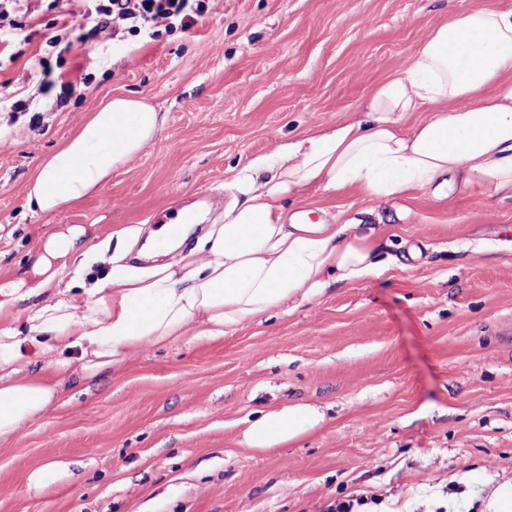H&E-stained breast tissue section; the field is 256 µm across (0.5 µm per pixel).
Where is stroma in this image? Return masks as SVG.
Returning a JSON list of instances; mask_svg holds the SVG:
<instances>
[{
  "mask_svg": "<svg viewBox=\"0 0 512 512\" xmlns=\"http://www.w3.org/2000/svg\"><path fill=\"white\" fill-rule=\"evenodd\" d=\"M512 0H216L189 30L98 31L66 0H10L0 20V301L36 303L155 264L146 239L198 193L224 217V184L255 155L354 115L448 15ZM22 22L10 29L9 20ZM85 85L42 93L40 64ZM142 98L164 122L95 193L51 213L28 182L103 102ZM312 221L374 225L395 264L316 299L284 305L210 340L136 349L118 370L68 387L0 443V512H326L378 499L380 512H471L512 478V192L436 182L397 200L309 191L289 208ZM82 235L47 259L46 242ZM319 406L324 421L260 452L243 434L258 413ZM62 477L29 487L35 470Z\"/></svg>",
  "mask_w": 512,
  "mask_h": 512,
  "instance_id": "stroma-1",
  "label": "stroma"
}]
</instances>
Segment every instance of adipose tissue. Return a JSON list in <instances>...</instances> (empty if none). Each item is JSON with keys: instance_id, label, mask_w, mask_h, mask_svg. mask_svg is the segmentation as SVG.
<instances>
[{"instance_id": "ef3b65f1", "label": "adipose tissue", "mask_w": 512, "mask_h": 512, "mask_svg": "<svg viewBox=\"0 0 512 512\" xmlns=\"http://www.w3.org/2000/svg\"><path fill=\"white\" fill-rule=\"evenodd\" d=\"M419 111L423 119L403 127L406 113ZM161 123L151 104L112 98L41 162L28 206L50 213L90 195ZM447 175L512 190V10L450 15L354 117L252 157L231 183L238 196L223 223L178 260L144 275L113 270L80 298L25 309L24 328L0 329V442L60 404L73 379L111 372L140 346L190 333L221 337L246 319L384 271L374 226L313 223L289 214V198L313 187L403 199ZM321 420L313 406L286 405L254 419L243 441L278 448Z\"/></svg>"}]
</instances>
